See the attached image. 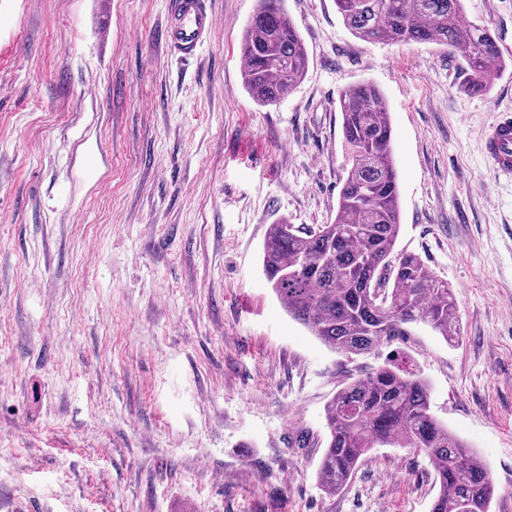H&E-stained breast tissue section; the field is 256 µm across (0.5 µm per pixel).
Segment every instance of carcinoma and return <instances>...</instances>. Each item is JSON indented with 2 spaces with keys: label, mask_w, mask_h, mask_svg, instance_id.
<instances>
[{
  "label": "carcinoma",
  "mask_w": 512,
  "mask_h": 512,
  "mask_svg": "<svg viewBox=\"0 0 512 512\" xmlns=\"http://www.w3.org/2000/svg\"><path fill=\"white\" fill-rule=\"evenodd\" d=\"M346 28L371 43L430 44L461 61L463 88L490 92L505 68L491 31L460 23L463 0H334ZM284 0H258L241 41L243 80L260 105L296 88L307 52ZM346 151L336 216L303 226L269 225L262 270L288 316L333 350L368 354L425 324L450 342L460 338L456 292L416 253L395 251L401 228L392 128L382 94L364 83L339 95ZM327 438L317 475L334 495L371 449L404 448L432 462L439 490L431 512H490L494 482L482 457L431 412L430 388L418 373L389 360L349 376L325 408Z\"/></svg>",
  "instance_id": "1"
}]
</instances>
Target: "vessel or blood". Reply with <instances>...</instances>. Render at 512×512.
Segmentation results:
<instances>
[{"mask_svg":"<svg viewBox=\"0 0 512 512\" xmlns=\"http://www.w3.org/2000/svg\"><path fill=\"white\" fill-rule=\"evenodd\" d=\"M208 0H169L165 40L177 57H195L214 29ZM484 154L495 177L512 179V114L500 113L484 136Z\"/></svg>","mask_w":512,"mask_h":512,"instance_id":"vessel-or-blood-1","label":"vessel or blood"}]
</instances>
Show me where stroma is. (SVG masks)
I'll return each instance as SVG.
<instances>
[{"instance_id":"stroma-1","label":"stroma","mask_w":512,"mask_h":512,"mask_svg":"<svg viewBox=\"0 0 512 512\" xmlns=\"http://www.w3.org/2000/svg\"><path fill=\"white\" fill-rule=\"evenodd\" d=\"M167 2L0 0V512H430L424 454L372 449L331 496L299 443L348 374L392 358L512 512V182L482 153L512 112V0H464L509 60L484 96L443 49L285 0L308 68L274 106L242 78L257 0H209L189 61L160 39ZM365 82L390 113L397 247L455 289L458 343L419 324L347 357L262 272L269 224L335 218L338 98Z\"/></svg>"}]
</instances>
